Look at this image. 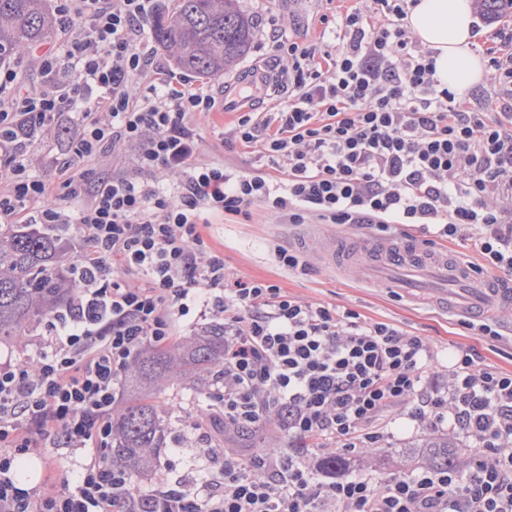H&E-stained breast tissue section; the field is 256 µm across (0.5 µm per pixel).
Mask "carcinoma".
Masks as SVG:
<instances>
[{"label":"carcinoma","instance_id":"cac0c4a2","mask_svg":"<svg viewBox=\"0 0 512 512\" xmlns=\"http://www.w3.org/2000/svg\"><path fill=\"white\" fill-rule=\"evenodd\" d=\"M487 19L512 14V0H482ZM58 30L49 0H0V57L39 46ZM157 46L177 69L200 79L224 74L249 51L255 25L240 0H174L172 11L151 23ZM70 229L59 224H0V344L36 331L82 279L76 262L65 258ZM224 363V325L202 327L162 348L147 347L123 377L139 397L112 416L109 462L140 484L171 447L172 409L160 400L168 389H188L201 400ZM427 465L455 471L460 462L446 436H428Z\"/></svg>","mask_w":512,"mask_h":512}]
</instances>
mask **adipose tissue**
<instances>
[{
    "label": "adipose tissue",
    "mask_w": 512,
    "mask_h": 512,
    "mask_svg": "<svg viewBox=\"0 0 512 512\" xmlns=\"http://www.w3.org/2000/svg\"><path fill=\"white\" fill-rule=\"evenodd\" d=\"M474 23L471 0H416L408 13L411 33L432 54L435 80L460 97L485 77L472 49Z\"/></svg>",
    "instance_id": "1"
}]
</instances>
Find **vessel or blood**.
<instances>
[{
	"mask_svg": "<svg viewBox=\"0 0 512 512\" xmlns=\"http://www.w3.org/2000/svg\"><path fill=\"white\" fill-rule=\"evenodd\" d=\"M349 265L411 300L440 302L479 319L512 316V280L478 278L463 259L428 252L412 240L365 242Z\"/></svg>",
	"mask_w": 512,
	"mask_h": 512,
	"instance_id": "b4317fda",
	"label": "vessel or blood"
}]
</instances>
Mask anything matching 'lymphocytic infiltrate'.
Segmentation results:
<instances>
[{"label": "lymphocytic infiltrate", "instance_id": "f902f5d3", "mask_svg": "<svg viewBox=\"0 0 512 512\" xmlns=\"http://www.w3.org/2000/svg\"><path fill=\"white\" fill-rule=\"evenodd\" d=\"M409 3L354 6L316 44L272 29L288 97L230 130L266 159L259 173L202 159L198 121L224 96L159 62L145 36L156 0H56L59 45L39 58V87L0 61V219L69 225L84 273L34 352L0 357V512H512L511 372L463 349L446 394L417 398L431 358L420 337L237 277L208 241L212 217H249L259 201L292 224L471 230L487 265L512 275V55L490 59L492 120L439 86ZM65 121L75 136L37 173L32 138ZM109 151L128 153L132 173L91 176L88 160ZM57 192L65 206L49 204ZM192 312L224 316V377L208 402L225 437L282 405L289 436L346 455L382 447L403 404L415 425L464 432L469 469L328 471L300 454L217 448L199 420L185 441L222 458L218 474L137 486L107 463L123 373ZM49 448L76 455L64 490L21 485L18 461Z\"/></svg>", "mask_w": 512, "mask_h": 512}]
</instances>
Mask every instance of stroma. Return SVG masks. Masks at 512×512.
<instances>
[{
    "label": "stroma",
    "mask_w": 512,
    "mask_h": 512,
    "mask_svg": "<svg viewBox=\"0 0 512 512\" xmlns=\"http://www.w3.org/2000/svg\"><path fill=\"white\" fill-rule=\"evenodd\" d=\"M354 0H247L245 8L252 16L256 35L249 54L224 75L211 80L212 88L240 85L242 79L257 67L270 69L273 89L258 92L252 98L255 111L266 112L288 95L279 69L273 68L266 44L270 22H277L298 41L319 42L324 26L321 16L345 12ZM237 115L232 109L202 119V152L206 159H225L246 172L263 171L262 160L240 147L223 144L220 131L230 129ZM250 219L227 215L212 226L210 243L224 254V262L234 274L261 280L282 288L300 300L339 308L346 307L361 314L367 322H386L407 334L421 337L436 355L432 369L423 376L420 389L429 395L446 390L448 361L459 348H471L481 361L499 370L512 372V332L498 325L497 336H480L464 327L460 315L446 312L432 304L412 302L403 295L376 287L365 276L334 264L324 255L305 252L304 239L327 232L354 237L376 234L371 224H291L271 215L263 203H254ZM283 248L297 256L300 269L279 264L276 249ZM393 436L387 447L377 452L354 456V467L373 475H382L409 467L406 448L423 428L413 427L405 417H397Z\"/></svg>",
    "instance_id": "stroma-1"
}]
</instances>
